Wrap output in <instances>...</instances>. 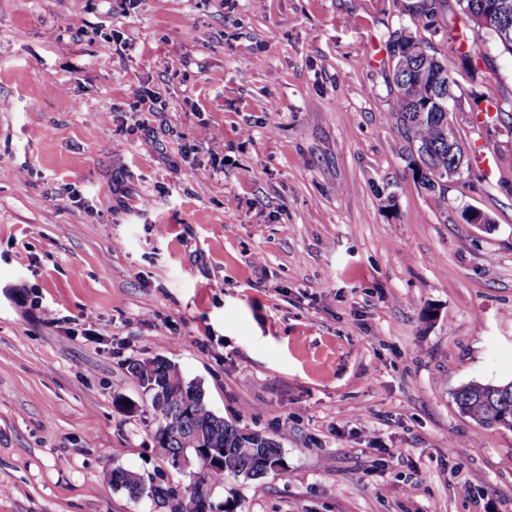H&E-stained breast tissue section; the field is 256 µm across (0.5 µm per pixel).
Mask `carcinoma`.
<instances>
[{
  "label": "carcinoma",
  "instance_id": "1",
  "mask_svg": "<svg viewBox=\"0 0 512 512\" xmlns=\"http://www.w3.org/2000/svg\"><path fill=\"white\" fill-rule=\"evenodd\" d=\"M447 10L448 0H429L419 15L425 20L424 28L432 26L437 15ZM422 42L423 39L407 26L392 33L389 55L398 61L405 60L406 67L390 69L393 106L389 116L408 143V154L413 158L412 172L417 175L415 182L436 207L442 208L447 204L448 183L462 178V174L452 167L450 156L451 146L459 134L449 121L448 113L434 111V99L443 92L435 76L448 70V62L435 51L430 52L428 60L421 59L418 45ZM132 370L149 398L157 427L163 426L173 433L169 443L161 449L168 456L177 449L185 450L186 457L195 466L190 471V484L194 493L205 501H210L212 488L225 480L261 479L282 459L280 441L240 428L216 415L208 408L201 386L186 381L176 365L168 362L151 369L143 361L134 364ZM453 398L462 414L482 426L496 428L502 413L512 408V381L499 384L470 382L457 389ZM187 399L194 403V415L184 419L180 408ZM200 438L224 449V465L209 467L197 459L195 449L200 447ZM107 480L113 488L123 489L134 498L150 494L152 499L168 508L175 502L178 512H187L184 493L148 483L135 473L115 469Z\"/></svg>",
  "mask_w": 512,
  "mask_h": 512
}]
</instances>
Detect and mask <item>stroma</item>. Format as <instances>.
Masks as SVG:
<instances>
[{"mask_svg": "<svg viewBox=\"0 0 512 512\" xmlns=\"http://www.w3.org/2000/svg\"><path fill=\"white\" fill-rule=\"evenodd\" d=\"M402 3L0 0V512H166L106 481H190L153 358L281 442L216 506L512 512V431L453 400L512 379V115L475 121L512 56L449 5L453 119L495 163L436 208L389 119L390 36H429Z\"/></svg>", "mask_w": 512, "mask_h": 512, "instance_id": "35a3bbf8", "label": "stroma"}]
</instances>
